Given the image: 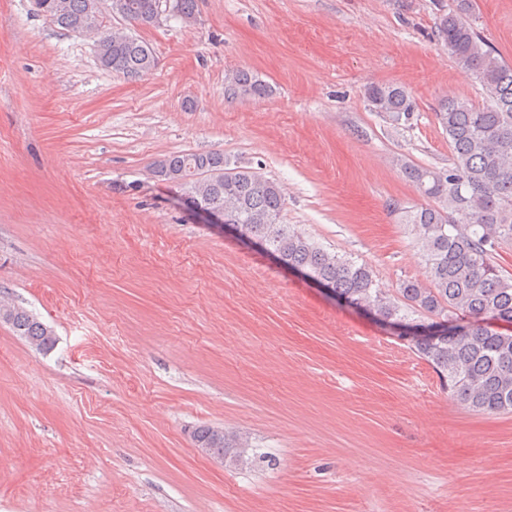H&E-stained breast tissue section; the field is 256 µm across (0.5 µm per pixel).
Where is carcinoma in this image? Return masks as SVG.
Listing matches in <instances>:
<instances>
[{"instance_id":"1","label":"carcinoma","mask_w":512,"mask_h":512,"mask_svg":"<svg viewBox=\"0 0 512 512\" xmlns=\"http://www.w3.org/2000/svg\"><path fill=\"white\" fill-rule=\"evenodd\" d=\"M160 0H35L43 16L78 36H97L100 65L128 81H139L157 66L154 52L136 36L106 27L119 16L141 26L155 23ZM173 17L196 21V0H172ZM473 0L437 17V35L462 70L488 92L489 102L476 106L460 96L439 101L434 116L448 137L452 157L446 168L397 160L402 173L428 200L407 209L393 204L401 223L411 228L425 265L428 285L404 280L391 295L377 286L373 270L323 248L283 223L286 207L281 189L261 171L242 167L222 153L188 152L152 164V175L179 189L196 213L216 215L223 223L253 238L285 266L305 272L336 295L384 319L407 312L442 320L411 338L419 355L446 382L452 397L474 412L512 413V334L494 322L512 323V274L504 273L495 254L512 240V64L473 27ZM227 97L263 98L268 83L245 70L228 74ZM366 98L394 128L412 124L417 109L409 91L395 84H374ZM4 322L38 351L55 346L48 326L26 309L12 305ZM197 448L212 457L238 448L256 463L276 460L254 453L248 439L221 427L200 425L191 433Z\"/></svg>"}]
</instances>
